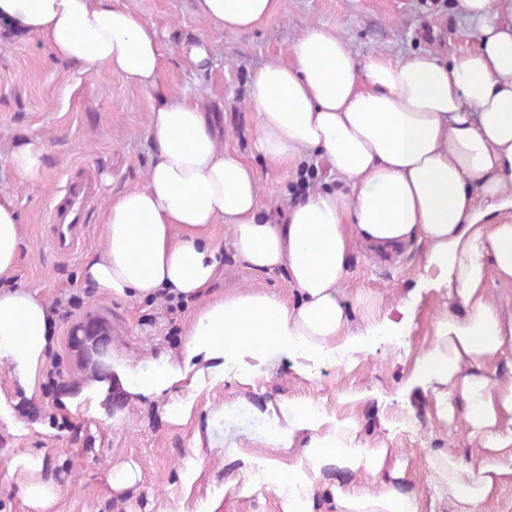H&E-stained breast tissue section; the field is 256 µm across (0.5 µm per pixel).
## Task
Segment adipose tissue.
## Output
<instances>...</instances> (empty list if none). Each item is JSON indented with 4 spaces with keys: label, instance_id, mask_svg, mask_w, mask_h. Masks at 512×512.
<instances>
[{
    "label": "adipose tissue",
    "instance_id": "obj_1",
    "mask_svg": "<svg viewBox=\"0 0 512 512\" xmlns=\"http://www.w3.org/2000/svg\"><path fill=\"white\" fill-rule=\"evenodd\" d=\"M477 46L447 62L426 52L404 60H357L336 34L313 27L291 47L292 61L262 66L247 86L256 149L272 164L327 163L333 185L289 205L284 222L257 217L255 172L225 152L211 119L189 97L162 98L149 116L154 153L144 187L110 196L101 250L83 278L120 300L197 302L179 351L143 363L119 359L127 398L191 393L234 377L250 386L283 364L304 379L325 363L351 369L379 350L395 351L410 322L390 317L353 327L343 282L351 243L376 256L410 243L427 246L419 285L443 293L429 346L405 384L426 397V415L462 426L476 447L425 452L429 481L450 512H487L496 488L512 479V378L498 364L512 356V307L491 290L512 285V0H457ZM217 27L245 31L279 0H194ZM0 27L34 35L83 70L101 67L138 91L159 88L164 54L157 28L123 0H0ZM226 224L234 258L254 272L286 271L299 300L242 291L213 297L224 258L214 230ZM353 232H346V225ZM23 242L13 197L0 191V278L15 270ZM56 342L55 311L35 291L0 289V361L24 396L39 380ZM344 393L339 409L309 397H282L258 415L268 430L258 449L242 432L214 427L245 397L211 406L194 436L198 454H228L241 473L226 489L246 497L252 464L275 488L280 512H421L408 463L363 443ZM27 473L24 498L50 512L60 488L42 479L40 456L16 458Z\"/></svg>",
    "mask_w": 512,
    "mask_h": 512
}]
</instances>
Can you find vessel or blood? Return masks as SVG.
I'll return each mask as SVG.
<instances>
[{
  "mask_svg": "<svg viewBox=\"0 0 512 512\" xmlns=\"http://www.w3.org/2000/svg\"><path fill=\"white\" fill-rule=\"evenodd\" d=\"M63 191L61 201L52 210L50 242L57 257L66 260L88 240L89 226L85 216L96 197V185L88 179L70 181Z\"/></svg>",
  "mask_w": 512,
  "mask_h": 512,
  "instance_id": "vessel-or-blood-1",
  "label": "vessel or blood"
}]
</instances>
